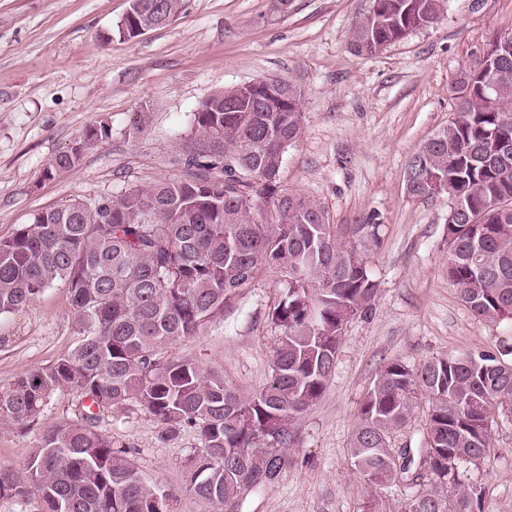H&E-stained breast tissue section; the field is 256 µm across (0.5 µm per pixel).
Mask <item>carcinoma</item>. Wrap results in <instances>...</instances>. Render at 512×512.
<instances>
[{"instance_id":"carcinoma-1","label":"carcinoma","mask_w":512,"mask_h":512,"mask_svg":"<svg viewBox=\"0 0 512 512\" xmlns=\"http://www.w3.org/2000/svg\"><path fill=\"white\" fill-rule=\"evenodd\" d=\"M449 0H372L351 33L375 54L428 28ZM185 0H131L140 21L169 24ZM456 116L408 161L423 178L417 197L447 187L448 280L479 320H512V46L460 70ZM304 90L288 80L219 90L193 112L190 131L165 158L173 177L128 185L91 205L42 211L0 239V314L32 303L57 281L75 310L72 350L0 388V429L37 431L26 470L0 468V499L34 501L38 512H173L177 491L218 508L273 484L295 444L291 428L325 392L344 328L377 294L359 243L377 224L329 223L314 198L285 191L287 144L302 134ZM89 127L56 155L45 176L73 170L106 141ZM279 274L269 307L279 336L270 377L242 394L224 370L172 355L260 272ZM77 398L74 420L40 426L51 397ZM428 403L416 448L391 447L394 431ZM137 403L168 431L191 430L203 448L179 486L141 473L135 449L99 426V411ZM512 410V360L491 352L441 354L418 368L383 366L360 406L349 454L372 488L418 487L390 512H476L482 488L459 475L490 451L497 409Z\"/></svg>"}]
</instances>
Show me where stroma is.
Returning a JSON list of instances; mask_svg holds the SVG:
<instances>
[{"label": "stroma", "instance_id": "1", "mask_svg": "<svg viewBox=\"0 0 512 512\" xmlns=\"http://www.w3.org/2000/svg\"><path fill=\"white\" fill-rule=\"evenodd\" d=\"M370 0H186L170 25L127 39L117 25L129 0H0V239L35 215L92 203L128 184L168 175L163 158L192 113L215 91L262 78L304 88L302 134L283 156V188L319 200L334 224H379L362 249L378 293L347 324L321 399L295 424L291 463L275 484L212 510L180 493L174 512H375L409 498L392 484L371 494L349 445L359 405L379 370L418 367L445 353L512 346V320L475 318L448 280V198L406 190L411 155L455 115L450 86L497 35L512 33V0H450L431 28L367 55L351 45ZM108 139L74 171L45 178L50 160L97 122ZM274 271L224 308L175 353L223 368L243 392L270 376L277 333L269 304ZM68 289L56 282L28 306L0 315V387L73 346ZM101 429L137 449L136 463L163 484L179 479L200 442L167 437L138 404L103 411ZM459 472L483 491L482 512H512V412L496 417L492 447Z\"/></svg>", "mask_w": 512, "mask_h": 512}]
</instances>
